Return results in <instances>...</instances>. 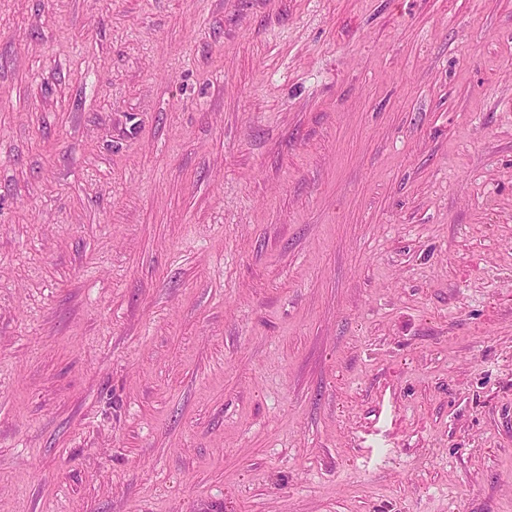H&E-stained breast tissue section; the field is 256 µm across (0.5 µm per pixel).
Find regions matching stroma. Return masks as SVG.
Segmentation results:
<instances>
[{"instance_id": "1", "label": "stroma", "mask_w": 512, "mask_h": 512, "mask_svg": "<svg viewBox=\"0 0 512 512\" xmlns=\"http://www.w3.org/2000/svg\"><path fill=\"white\" fill-rule=\"evenodd\" d=\"M0 512H512V0H0Z\"/></svg>"}]
</instances>
